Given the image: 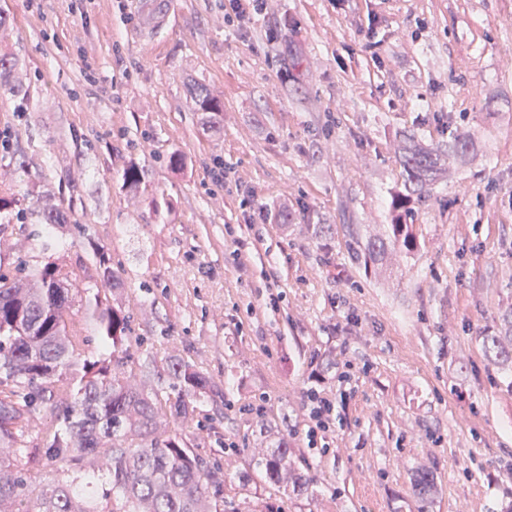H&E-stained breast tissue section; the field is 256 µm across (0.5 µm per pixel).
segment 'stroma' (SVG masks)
I'll return each instance as SVG.
<instances>
[{
    "label": "stroma",
    "instance_id": "1",
    "mask_svg": "<svg viewBox=\"0 0 512 512\" xmlns=\"http://www.w3.org/2000/svg\"><path fill=\"white\" fill-rule=\"evenodd\" d=\"M226 4L0 0L31 98L0 97V187L44 186L109 250L136 357L223 390L185 434L239 512H512V368L486 349L512 310V0ZM406 133L470 148L414 199V251L368 271L348 227L389 223ZM313 387L337 406L311 448ZM283 438L306 490L256 467ZM191 100L195 111L201 112L202 123L207 130L220 131L224 123V103L198 85L191 88Z\"/></svg>",
    "mask_w": 512,
    "mask_h": 512
}]
</instances>
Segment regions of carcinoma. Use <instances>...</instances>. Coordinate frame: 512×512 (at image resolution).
I'll return each mask as SVG.
<instances>
[{
    "instance_id": "cac0c4a2",
    "label": "carcinoma",
    "mask_w": 512,
    "mask_h": 512,
    "mask_svg": "<svg viewBox=\"0 0 512 512\" xmlns=\"http://www.w3.org/2000/svg\"><path fill=\"white\" fill-rule=\"evenodd\" d=\"M15 62L0 54V92L19 100L28 110L29 97L10 83ZM191 100L210 131L224 123V103L204 87L192 86ZM459 134L448 148L423 146L408 137L400 155L403 190L391 204V223L383 234L367 238L355 252L364 266H379L393 253L416 247L413 225L406 222L407 204L420 196L447 169L450 160L469 149ZM144 180L138 163L124 171L123 186L137 193ZM29 212L18 210L20 199L0 192V216L24 218L34 214L40 224H64L63 212L43 202L41 187L27 185ZM88 261L63 265L48 256L65 242L47 234L43 261L4 267L0 261V448H14V459L0 457V512H227L224 479L188 445L171 425L194 419L197 403L215 400L221 391L210 377L180 359L167 363L170 382L145 390L130 383L136 371L149 367L135 362L129 348L135 341L131 313L116 296L122 287L107 249L81 225ZM80 296L83 320L70 314L73 296ZM98 343L96 354L86 346ZM487 347L504 364L512 350L498 336ZM73 394L62 407L58 425L30 445V420L41 406ZM292 448L283 438L258 458L257 466L275 484L283 473L294 486L306 487L305 474L292 466ZM58 473L53 483L34 494V470ZM417 494L435 491L434 478L420 472Z\"/></svg>"
}]
</instances>
